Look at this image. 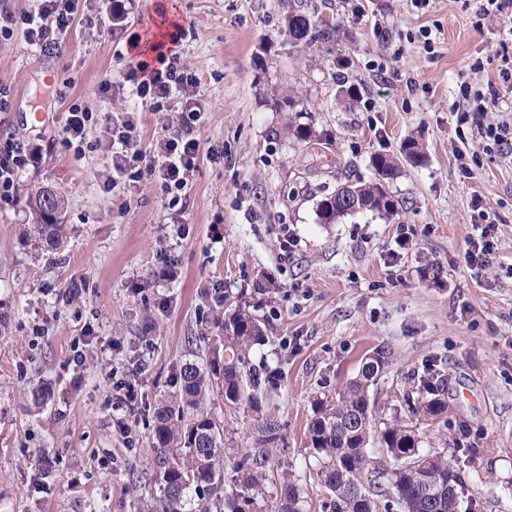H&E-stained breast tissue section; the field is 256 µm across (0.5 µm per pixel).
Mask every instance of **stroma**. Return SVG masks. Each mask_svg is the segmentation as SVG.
<instances>
[{"label": "stroma", "instance_id": "stroma-1", "mask_svg": "<svg viewBox=\"0 0 512 512\" xmlns=\"http://www.w3.org/2000/svg\"><path fill=\"white\" fill-rule=\"evenodd\" d=\"M159 1L179 19L178 52L199 82L201 109L200 156L173 209L148 174L105 192L103 126L82 153L59 144L71 104L103 118L132 112L129 94L101 95L98 83L138 60L129 43L152 26ZM482 4L133 0L112 32L103 0H81L53 51L0 36L8 90L0 142L41 149L21 173L19 204H0V512H137L157 495L144 410L174 390L188 337L243 297L274 340L264 352L282 372L281 459L303 489L305 512H325L326 499L304 447L312 400L354 378L377 348L389 355L377 386L386 417L406 415L408 391L437 366L448 425L422 428L421 447L451 455L461 437L473 447L461 512H512V150L475 151V126L459 121L475 90H502L512 59V34ZM297 6L333 23L334 40L291 46L285 17ZM344 86L355 87L352 99L341 97ZM297 125L312 136L296 139ZM409 139L423 157L401 162L390 180L392 219L367 212L321 222L326 195L374 180L371 158L399 156ZM41 186L66 201L67 244L54 255L27 203ZM476 196L495 216L497 243L477 272L464 259ZM172 216L184 225L179 277L159 285L152 275ZM404 224L416 234L394 259ZM287 230L298 246L284 261ZM268 279L276 295L256 293ZM218 283L219 301L210 296ZM73 284L80 292L66 299ZM289 339L295 349L284 348ZM113 369L140 383L128 437L107 403ZM38 380L55 398L34 416L26 392ZM44 456L52 476L36 491L31 477Z\"/></svg>", "mask_w": 512, "mask_h": 512}]
</instances>
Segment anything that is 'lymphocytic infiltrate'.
Segmentation results:
<instances>
[{"label": "lymphocytic infiltrate", "mask_w": 512, "mask_h": 512, "mask_svg": "<svg viewBox=\"0 0 512 512\" xmlns=\"http://www.w3.org/2000/svg\"><path fill=\"white\" fill-rule=\"evenodd\" d=\"M78 0H37L32 11L16 15L0 9V34L22 33L29 45L40 51L54 49L67 32ZM132 88L142 107L153 112L163 111L169 102H177L182 118L173 130L158 141L154 148L143 150L132 120L113 119L104 149L110 155L112 178L105 190L116 187L118 180H139L142 174L154 175L163 194L178 195L196 167L201 131L198 122L201 111L196 100L197 83L183 67L178 54L163 57L158 67L148 68L143 62L129 66L121 80L104 76L100 93H117ZM474 111L464 113V121L477 126L481 134L479 150L490 152L512 146V124L492 123L487 119L483 93L475 95ZM27 162L26 155L11 141L0 143V199L11 203L18 200L19 172ZM475 237L470 238L464 253L467 264L476 270L486 267L495 250V223L487 211H479Z\"/></svg>", "instance_id": "f902f5d3"}]
</instances>
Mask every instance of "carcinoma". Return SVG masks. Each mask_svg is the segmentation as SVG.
Here are the masks:
<instances>
[{
    "mask_svg": "<svg viewBox=\"0 0 512 512\" xmlns=\"http://www.w3.org/2000/svg\"><path fill=\"white\" fill-rule=\"evenodd\" d=\"M288 42L292 45L327 43L336 27L314 12L288 13ZM376 178L370 183L344 184L322 199L319 218L329 224L347 215L370 211L387 218L396 214L387 180L399 171L386 155L372 158ZM38 233L48 246L59 249L66 239L65 202L28 198ZM217 333L200 336L195 350L202 363L187 362L177 370L178 388L161 396L150 416L153 448L163 458L155 483L160 496L139 512H261L267 488H280L278 512H302V488L292 466L279 460L284 443L273 404L282 373L264 362L255 363L258 350L271 343L265 320L239 304L216 321ZM387 353L365 358L359 373L336 394L312 402L305 431V448L317 460L313 478L336 512H458L463 477L446 453L420 448L421 435L407 420L388 421L379 415L371 388L385 374ZM423 392L407 402L408 413L427 425L448 417L442 389L421 381ZM53 398L44 382L29 390L33 410L42 413ZM240 413L251 427V444L234 455L224 471V423L211 404ZM377 444L378 455L368 450Z\"/></svg>",
    "mask_w": 512,
    "mask_h": 512,
    "instance_id": "carcinoma-1",
    "label": "carcinoma"
}]
</instances>
